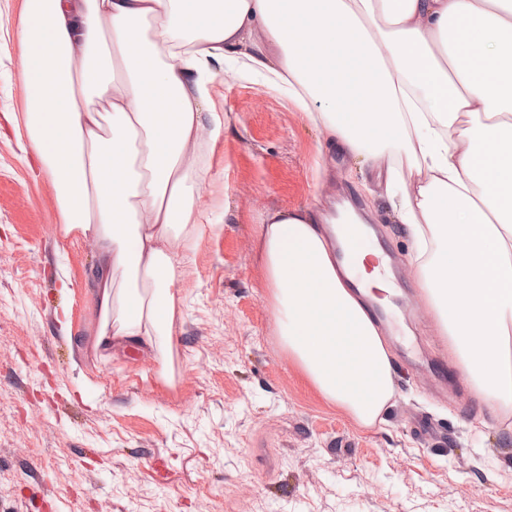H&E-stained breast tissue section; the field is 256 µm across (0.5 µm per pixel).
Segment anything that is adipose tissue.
<instances>
[{
    "mask_svg": "<svg viewBox=\"0 0 512 512\" xmlns=\"http://www.w3.org/2000/svg\"><path fill=\"white\" fill-rule=\"evenodd\" d=\"M17 122L64 237L95 239V352L159 349L208 175L216 73L265 75L329 143L387 160L419 286L467 378L512 406V0H24ZM273 39L268 56L252 41ZM260 255L285 352L361 426L394 397L367 301L390 284L314 204L267 212Z\"/></svg>",
    "mask_w": 512,
    "mask_h": 512,
    "instance_id": "ef3b65f1",
    "label": "adipose tissue"
}]
</instances>
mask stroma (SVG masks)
Segmentation results:
<instances>
[{"instance_id": "obj_1", "label": "stroma", "mask_w": 512, "mask_h": 512, "mask_svg": "<svg viewBox=\"0 0 512 512\" xmlns=\"http://www.w3.org/2000/svg\"><path fill=\"white\" fill-rule=\"evenodd\" d=\"M21 4L0 0V512H512V409L489 407L466 377L438 384L453 356L385 166L327 143L261 77L211 84L216 184L201 188L180 266L173 385L159 352L93 351L96 244L59 236L52 191L8 120L25 94ZM320 197L370 213L369 243L395 282L379 322L395 396L371 428L282 349L258 257L267 211Z\"/></svg>"}]
</instances>
